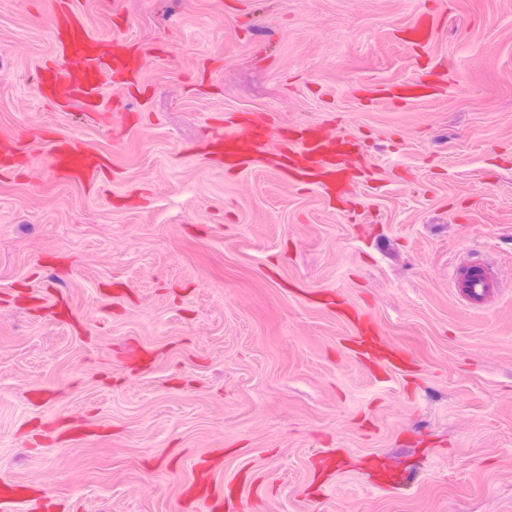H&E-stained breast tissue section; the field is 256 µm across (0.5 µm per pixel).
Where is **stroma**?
Instances as JSON below:
<instances>
[{
    "label": "stroma",
    "mask_w": 512,
    "mask_h": 512,
    "mask_svg": "<svg viewBox=\"0 0 512 512\" xmlns=\"http://www.w3.org/2000/svg\"><path fill=\"white\" fill-rule=\"evenodd\" d=\"M53 2L0 0L9 512H202L201 461L212 512H512V0H73L149 55L96 112L32 79ZM239 113L363 177L226 168ZM59 139L109 170L53 178ZM454 275L464 300L475 310L482 309L488 297L497 288L495 277L489 269L457 266Z\"/></svg>",
    "instance_id": "stroma-1"
}]
</instances>
